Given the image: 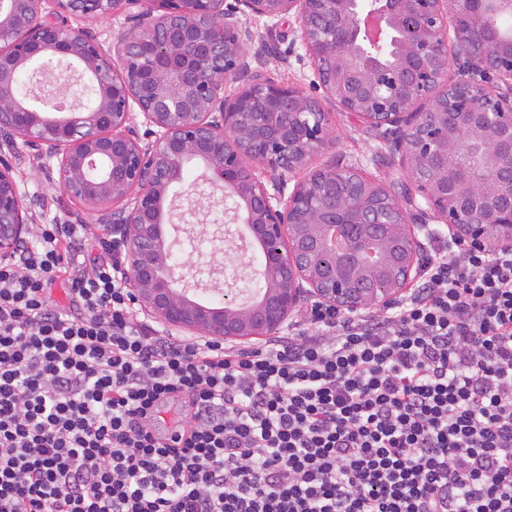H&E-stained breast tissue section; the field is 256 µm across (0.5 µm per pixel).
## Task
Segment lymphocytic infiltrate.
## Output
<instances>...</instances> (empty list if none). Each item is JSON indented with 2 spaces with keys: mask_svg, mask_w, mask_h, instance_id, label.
Segmentation results:
<instances>
[{
  "mask_svg": "<svg viewBox=\"0 0 512 512\" xmlns=\"http://www.w3.org/2000/svg\"><path fill=\"white\" fill-rule=\"evenodd\" d=\"M85 240L0 260V512H512V248L446 240L386 313L245 349L141 321Z\"/></svg>",
  "mask_w": 512,
  "mask_h": 512,
  "instance_id": "f902f5d3",
  "label": "lymphocytic infiltrate"
}]
</instances>
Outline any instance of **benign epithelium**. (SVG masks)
Returning a JSON list of instances; mask_svg holds the SVG:
<instances>
[{"mask_svg": "<svg viewBox=\"0 0 512 512\" xmlns=\"http://www.w3.org/2000/svg\"><path fill=\"white\" fill-rule=\"evenodd\" d=\"M505 0H0V131L16 135L60 187L111 227L134 300L166 333L216 339L280 331L308 294L352 316L396 302L423 239L443 224L479 247H512V38L486 21ZM88 21L124 17L105 46ZM294 18L318 98L277 82V44L249 22ZM40 76L26 97L18 76ZM328 101L380 132L410 187L401 201L359 170L312 158L336 144ZM142 122L136 123V116ZM235 200L229 223L260 243L263 298L238 301L215 264L196 279L172 264L183 241L166 218L187 164ZM27 194L0 161V259L33 224ZM334 228L346 246L325 250ZM372 244L378 260L368 263ZM222 283L224 305L191 287Z\"/></svg>", "mask_w": 512, "mask_h": 512, "instance_id": "7a95c632", "label": "benign epithelium"}]
</instances>
